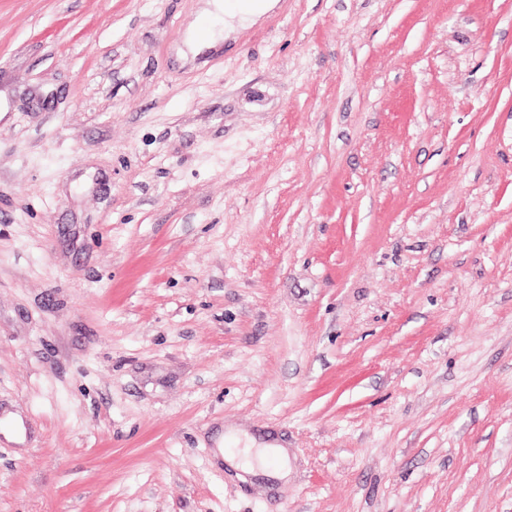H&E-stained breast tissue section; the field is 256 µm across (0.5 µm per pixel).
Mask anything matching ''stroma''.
<instances>
[{
  "label": "stroma",
  "instance_id": "stroma-1",
  "mask_svg": "<svg viewBox=\"0 0 512 512\" xmlns=\"http://www.w3.org/2000/svg\"><path fill=\"white\" fill-rule=\"evenodd\" d=\"M201 6L0 0V512H512V0ZM201 10L202 19L205 21L217 20L218 24L224 21V28L215 25L208 29L191 30L184 41L186 50H180V56L188 59V55L196 56L203 50L217 44L224 39L225 29L227 35L233 28L227 27V20L237 19L239 23L255 22L271 5V0H203ZM269 454L274 456L278 463L272 469L265 468L261 472L272 477L284 478L288 474V470L286 454L282 448H256L254 458L259 463H265Z\"/></svg>",
  "mask_w": 512,
  "mask_h": 512
}]
</instances>
